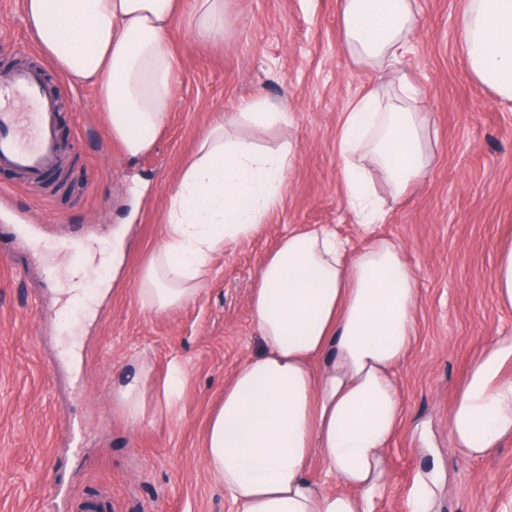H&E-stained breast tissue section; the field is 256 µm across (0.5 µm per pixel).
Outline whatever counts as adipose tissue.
<instances>
[{
	"instance_id": "obj_1",
	"label": "adipose tissue",
	"mask_w": 512,
	"mask_h": 512,
	"mask_svg": "<svg viewBox=\"0 0 512 512\" xmlns=\"http://www.w3.org/2000/svg\"><path fill=\"white\" fill-rule=\"evenodd\" d=\"M341 41L363 64L397 60L411 43L413 0H341ZM41 50L75 83L94 85L110 134L127 158L151 143L173 106L172 26L224 33V0H23ZM462 41L472 73L512 102V0H471ZM414 90L357 99L340 132L347 202L368 239L352 248L320 226L292 232L262 261L250 298L258 347L224 386L207 420L203 456L237 512H371L388 480L385 449L403 421L396 369L410 352L418 278L403 248L373 238L383 223L367 181L380 170L394 196L424 178L427 129ZM263 100L213 125L171 192L162 244L137 294L152 313L192 302L213 257L248 240L279 201L292 167L288 145L261 148L232 135L242 123L288 124ZM512 336L492 338L473 360L448 411V434L468 458L512 439ZM320 458L326 481L308 476Z\"/></svg>"
}]
</instances>
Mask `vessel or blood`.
Instances as JSON below:
<instances>
[{
	"label": "vessel or blood",
	"instance_id": "1",
	"mask_svg": "<svg viewBox=\"0 0 512 512\" xmlns=\"http://www.w3.org/2000/svg\"><path fill=\"white\" fill-rule=\"evenodd\" d=\"M61 104L39 68L21 65L0 81V170L37 182L56 166Z\"/></svg>",
	"mask_w": 512,
	"mask_h": 512
}]
</instances>
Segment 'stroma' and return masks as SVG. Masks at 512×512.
<instances>
[{
	"label": "stroma",
	"mask_w": 512,
	"mask_h": 512,
	"mask_svg": "<svg viewBox=\"0 0 512 512\" xmlns=\"http://www.w3.org/2000/svg\"><path fill=\"white\" fill-rule=\"evenodd\" d=\"M469 0H416L419 25L390 66L355 62L343 49L338 0H224V36L203 39L178 22L175 106L151 149L129 160L112 141L91 86L62 113L69 193L23 186L0 173V512H233L202 457L208 416L256 346L249 300L257 270L288 233L334 227L352 246L363 232L344 192L338 128L356 98L416 90L432 161L394 198L373 184L387 212L375 237L400 244L418 277L416 336L396 369L405 422L388 449L389 478L373 512H411L422 470L441 475L437 512H502L512 501V441L489 458L459 455L446 418L484 344L512 333L492 269L512 237V102L468 69L461 25ZM32 59L49 87L67 77L33 43L22 0H0V73ZM285 107L290 125L236 135L294 166L284 193L251 239L214 259L201 293L167 314L144 309L141 268L162 242L165 210L183 165L218 118L245 101ZM128 225L113 270L112 233ZM101 256L84 287L66 288L67 243ZM184 383L165 405L169 367ZM147 384L144 417L128 422L112 399L127 378Z\"/></svg>",
	"instance_id": "stroma-1"
}]
</instances>
